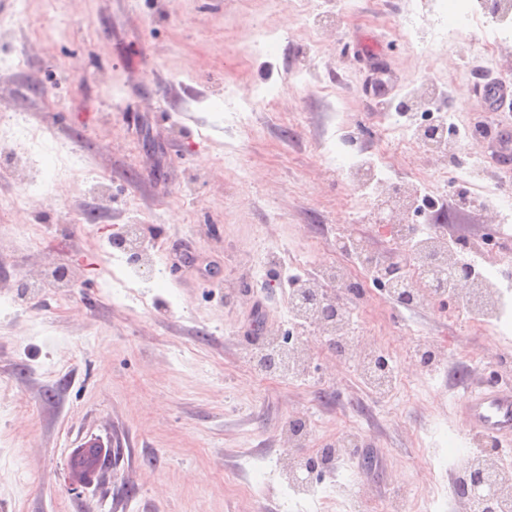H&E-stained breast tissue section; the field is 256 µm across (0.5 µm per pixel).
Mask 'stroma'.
<instances>
[{
    "instance_id": "stroma-1",
    "label": "stroma",
    "mask_w": 512,
    "mask_h": 512,
    "mask_svg": "<svg viewBox=\"0 0 512 512\" xmlns=\"http://www.w3.org/2000/svg\"><path fill=\"white\" fill-rule=\"evenodd\" d=\"M435 0H23L0 34V117L20 116L49 151L32 162L43 189L31 209L0 217V512H368L375 501L415 512H470L454 492L468 453L512 466L454 408L466 389L512 384V170L494 166V136L512 104L475 96L478 75L512 83V38L488 66L477 40L432 50L386 34L416 16L422 34ZM277 37L249 50V27ZM22 67L7 65L11 52ZM445 92L465 142L436 151L394 146L392 184H416L439 211L410 216L419 234L443 225L451 243L479 245L477 267L496 275V318L458 321L454 303L406 306L382 291L349 302L354 353L293 323L279 284L303 258L315 275L352 246L406 265L408 248L377 233L388 221L369 189L341 170L375 160L380 117L418 87ZM269 88L258 137L242 135L224 94L245 101ZM106 181L101 200L91 186ZM88 213L84 224L72 223ZM33 225L36 250L13 227ZM137 227L150 266L110 244ZM188 244L193 263L172 249ZM37 278L22 295L19 281ZM262 337L304 346L298 377L257 385ZM385 346L408 389L397 405L366 384V348ZM443 347L438 364L423 350ZM307 420L306 453L339 444L333 480L313 473L298 496L283 466L297 450L290 425ZM116 455L106 486L72 491L70 459L85 445ZM253 487L250 495L229 484Z\"/></svg>"
}]
</instances>
